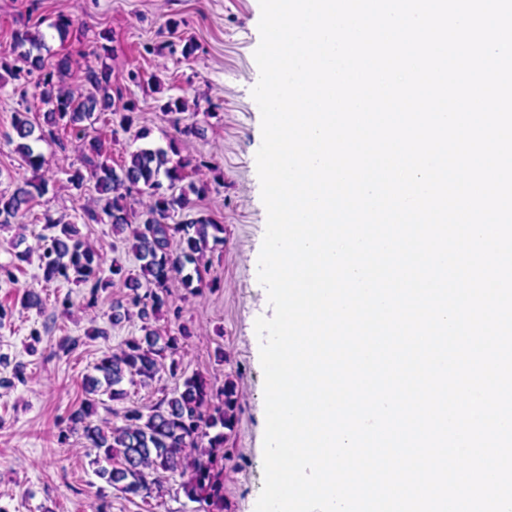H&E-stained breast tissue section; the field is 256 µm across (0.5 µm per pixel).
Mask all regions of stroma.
Wrapping results in <instances>:
<instances>
[{
	"label": "stroma",
	"mask_w": 512,
	"mask_h": 512,
	"mask_svg": "<svg viewBox=\"0 0 512 512\" xmlns=\"http://www.w3.org/2000/svg\"><path fill=\"white\" fill-rule=\"evenodd\" d=\"M71 21L59 37L58 17ZM259 0H0V49L16 31L42 33L49 47L46 68L69 60L67 86L83 89L91 67L112 74V111L87 125V138L100 139L112 167L129 161L142 147L170 149L180 168L178 188L206 182L203 197L176 211L172 223L206 216L224 227L223 244L205 253L207 270L192 288L173 281L167 304L152 325L161 334L188 329L177 359V374L161 371L150 386L127 385V405L149 410L201 373L222 387L233 379L240 395L239 422L225 444L231 460L224 470V512H255L263 472L264 374L257 318L270 314L265 288L257 278L267 221L256 169L262 142L261 113L252 96L259 80L254 52L260 42ZM195 50L183 57L186 42ZM36 75L0 69V192L12 193L32 172L12 142L15 113L42 124L45 105ZM183 99L173 115L163 104ZM135 101L140 119L120 126L118 114ZM185 126L192 135H182ZM45 164L44 194L35 196L14 223L0 226V512H196L183 494L179 474H167L164 492L133 497L97 477L84 439L70 429L69 415L85 397L83 381L103 354L142 323L130 316L112 324L113 301L123 299L121 283L99 290L65 281L45 282L39 268L48 221L76 225L104 266L137 269L132 232H117L109 219L91 222L84 207L98 206L92 181L74 187L69 178L83 168L78 139L68 125L38 142ZM24 239L34 254L21 261L11 246ZM41 305L27 308L24 294ZM77 345L61 351L62 338Z\"/></svg>",
	"instance_id": "1"
}]
</instances>
